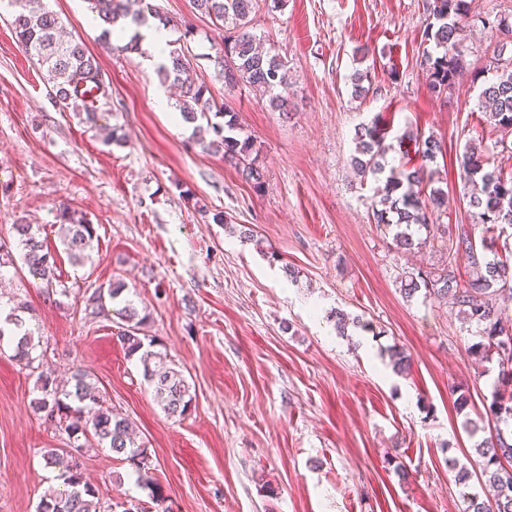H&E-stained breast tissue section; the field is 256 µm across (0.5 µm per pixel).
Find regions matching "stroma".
I'll return each instance as SVG.
<instances>
[{"label": "stroma", "instance_id": "35a3bbf8", "mask_svg": "<svg viewBox=\"0 0 512 512\" xmlns=\"http://www.w3.org/2000/svg\"><path fill=\"white\" fill-rule=\"evenodd\" d=\"M155 3L193 28L194 77L235 110L240 135L258 149L262 187L195 145L192 126L173 124L158 106L165 87L153 68L88 29L87 0L46 4L111 77L103 106L118 138L111 145L55 103L45 70L0 17V237L39 225L68 289L47 295L26 267L7 268L0 311L25 302L41 370L66 378L86 369L106 406L128 416L164 501L153 502L131 466L105 449L85 455L87 479L101 501L130 498L149 512H464L465 494L486 492L475 476L481 437L464 423L489 405L498 365L469 353L481 328L447 300L401 293L400 274L431 268L439 254L394 250L396 226L373 220L384 183L361 178L350 157L362 123L385 128V157L398 168L418 162L409 133L433 136L443 147L433 180L449 203L431 222L480 238L459 164L473 140L490 167L512 171V132L478 108L497 76L493 52L512 55V40L473 31L462 75L438 95L420 64L424 0H286L275 12L263 2L253 31L287 63L296 108L285 115L251 87L217 77L221 25L191 0ZM357 70L375 89L363 100L351 95ZM63 206L97 231L81 267L58 250ZM217 212L223 223L213 221ZM245 229L251 241H241ZM117 280L148 314L145 335L191 385L184 419L163 412L117 340L114 312L84 313L86 296ZM336 311L360 326L338 335ZM394 349L409 356L407 374L394 371ZM12 353L0 344V512H36L57 486L43 452L65 447L67 436L35 410L36 377ZM453 386L470 395L464 412ZM462 467L468 480L457 477Z\"/></svg>", "mask_w": 512, "mask_h": 512}]
</instances>
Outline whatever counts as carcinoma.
Segmentation results:
<instances>
[{"label": "carcinoma", "mask_w": 512, "mask_h": 512, "mask_svg": "<svg viewBox=\"0 0 512 512\" xmlns=\"http://www.w3.org/2000/svg\"><path fill=\"white\" fill-rule=\"evenodd\" d=\"M91 12L102 25V38L121 40L127 24L138 27L153 18L168 26V19L161 16L151 0H137L131 9L130 0H87ZM193 8L221 23L237 34L235 41L215 56L218 75L235 87L247 84L260 87L269 93V105L278 112L290 110L288 98L277 89L288 84L286 62L272 51L262 49L256 35L251 32L252 14L257 0H192ZM12 10L15 38L22 50L47 70V81L55 99L64 107L82 115V120L92 127L101 126L106 113L98 111L97 103L104 98L101 76L106 74L98 60L74 39L61 35L60 18L47 8L34 10L29 0H0V8ZM424 9L430 22L423 32L424 41L434 44L437 53L426 51L421 64L429 74L432 92L440 94L450 88L458 73L464 68L459 44L474 22L484 27L512 33V19L499 16L494 19L479 16L471 11L470 0H427ZM193 36L189 27L169 42L166 63L155 68L161 84L181 88L175 108L194 129H206L214 139L203 145L206 150H223L224 161L235 165L242 177L261 187L263 172L252 158L253 145L249 139L237 137V114L228 106H216L206 95L207 87L193 78V63L188 39ZM499 74L494 82L482 91L488 104V118L496 127H512V59L501 63L496 59ZM366 73L354 72L351 76V94L366 98L371 86L363 85ZM384 135L378 124H363L356 130L357 155L353 156L354 169L363 176L376 177L385 170ZM415 153L421 164L409 168H392L385 178L384 194L373 208L374 221L393 224L405 229L394 235L398 250L419 248L427 239H414L411 226L430 230L429 213L448 207V192L432 186L428 167L437 163L442 145L431 136L414 137ZM461 168L464 183L470 187L468 205L479 210L482 221L481 246L476 249L471 233L463 228L453 233L449 228L440 230V237H448L445 263L431 271L410 273L401 277V291L413 297L423 291L429 295L447 297L451 304L469 322L481 327L482 341L469 347L481 357L497 356L500 366L498 384L487 406L486 417L491 421L489 436L478 448L483 458L481 477L484 484L493 488L491 499L473 494L467 497L466 512H512V352L506 353L502 345L512 342V316L498 305V297L512 283V249L502 245L504 253L494 249L495 243L508 227L512 228V172L505 174L488 168L487 159L473 144L465 146ZM16 248L29 274L40 279L50 290L58 281L54 253L39 229L31 224L12 225ZM58 235L69 262L82 267L94 250L98 240L94 225L76 212L65 207L59 214ZM465 255L472 268L467 280L457 279L456 259ZM25 308L17 303L0 326V341L11 336L13 358L31 367L35 362L33 352L38 347L34 336L26 328L25 319L19 314ZM124 323L118 340L127 355L137 357L144 379L153 386L161 399L162 409L172 417L181 418L191 409L193 396L190 385L182 372L168 366L166 357L144 343L142 326L147 316L128 299L115 310ZM35 409L56 421L67 435L65 448H48L44 452L46 466L53 469L62 490L41 500L36 512H101L97 489L88 483L83 470L73 465L71 452L80 455L94 445L109 449L116 459L135 468L138 483L150 489L152 500H164L159 483L152 477L149 448L136 442L130 423L121 413L104 406L103 395L82 368L73 371L69 387L61 388L51 376L39 372L36 377Z\"/></svg>", "instance_id": "cac0c4a2"}]
</instances>
